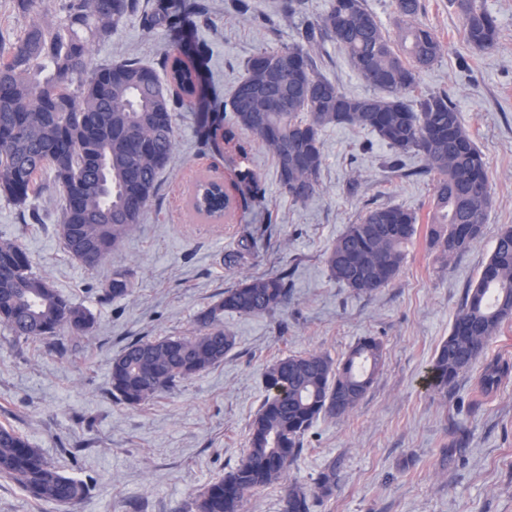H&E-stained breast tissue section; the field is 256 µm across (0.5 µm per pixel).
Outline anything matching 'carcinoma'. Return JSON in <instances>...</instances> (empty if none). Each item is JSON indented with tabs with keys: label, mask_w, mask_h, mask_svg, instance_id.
Instances as JSON below:
<instances>
[{
	"label": "carcinoma",
	"mask_w": 512,
	"mask_h": 512,
	"mask_svg": "<svg viewBox=\"0 0 512 512\" xmlns=\"http://www.w3.org/2000/svg\"><path fill=\"white\" fill-rule=\"evenodd\" d=\"M467 42L479 50L497 40L496 19L483 0H451ZM307 0H279L278 13L293 19L306 13ZM399 34L382 28L365 0H330L315 22L296 31V42L262 50L245 64V75L224 108L236 132L257 137L272 154L282 192L305 203L320 188L321 134L333 125L368 128L393 155H421V172L432 176L427 244L450 260L480 237L463 238V224L485 225L491 207L486 164L461 124L448 94H416L421 71L435 65L445 45L419 22L421 0H396ZM199 3L171 0L144 9L142 0H62L55 21L33 20L22 34L0 33V196L25 210L48 173L60 193L58 233L65 250L85 267L102 264L140 223L158 190L176 142L177 112L197 94L200 74L167 53L148 66L125 59L95 63L91 47L112 35L130 15L141 14L147 30L179 32L199 15ZM332 41L358 77L375 93L347 94L321 72L315 46ZM241 195L256 197L259 176L240 173ZM223 183L196 184L192 207L212 213L227 207ZM418 216L400 206L365 211L347 226L325 254L330 277L353 292L370 295L389 286L417 233ZM226 258L235 266L252 252L255 239L241 236ZM133 283L121 269L112 272L105 297L129 296ZM288 274L245 276L201 311L192 331L181 336L128 341L112 359V396L141 406L184 381L224 362L236 345L224 327V313L273 315L288 304ZM512 319V227L502 229L475 284L466 289L448 337L430 368L438 389L454 385L482 357L503 322ZM0 326L24 342L45 341L65 332L83 336L94 326L85 307L35 275L28 254L14 241L0 240ZM384 362L382 343L360 339L342 361L322 351L281 358L265 372L267 394L254 418L248 448L224 478L208 484L192 512H244L248 496L283 487L282 512H312L314 497L327 496L336 471L320 474L317 491L290 483V472L306 433L319 419H343L358 406ZM512 366L485 364L480 386L498 388ZM0 477L35 500L57 509L87 494V485L66 476L40 449L10 426H0Z\"/></svg>",
	"instance_id": "1"
}]
</instances>
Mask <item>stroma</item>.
<instances>
[{"label": "stroma", "mask_w": 512, "mask_h": 512, "mask_svg": "<svg viewBox=\"0 0 512 512\" xmlns=\"http://www.w3.org/2000/svg\"><path fill=\"white\" fill-rule=\"evenodd\" d=\"M60 0H37L34 12L0 0V31L21 33L32 16L54 20ZM201 23L184 33L204 54L199 103L182 108L176 147L156 197L132 233L99 267L64 250L57 234L58 192L42 190L31 210L0 198V238L29 253L33 270L95 317L89 335L22 342L0 328V425L18 430L65 475L84 481L86 497L70 512H186L205 484L223 477L248 446L249 426L266 395L264 373L276 359L321 350L340 358L361 338L384 345L385 364L365 398L344 420H319L304 438L291 478L315 488L336 470L330 496L313 512H512V376L483 394L475 363L456 385L429 386L428 371L447 338L466 289L492 253L501 227L512 225V0H484L499 29L489 51L472 48L450 0H423L421 23L446 53L418 79L420 92H447L486 162L492 206L480 242L446 261L428 248L433 194L419 155L406 154L402 173L384 163L390 147L374 132L347 125L324 130V166L317 194L292 202L277 181L270 154L253 136L203 142L201 113L229 116L224 104L258 51L292 45L295 30L322 16L329 0H308L305 15L278 17L277 0H203ZM168 29H145L128 17L94 62L127 58L159 63L171 50ZM324 75L348 94H369L335 43L320 48ZM261 180V200L211 224L190 207L199 175L232 187L237 172ZM397 205L414 210L418 232L397 278L370 295L330 279L324 254L363 210ZM256 239L239 265L227 267L242 234ZM127 270L133 292L105 298L113 270ZM287 271L288 304L273 316L225 314L236 346L224 363L175 391L129 407L110 393L113 357L134 338L184 334L199 312L242 275Z\"/></svg>", "instance_id": "1"}]
</instances>
